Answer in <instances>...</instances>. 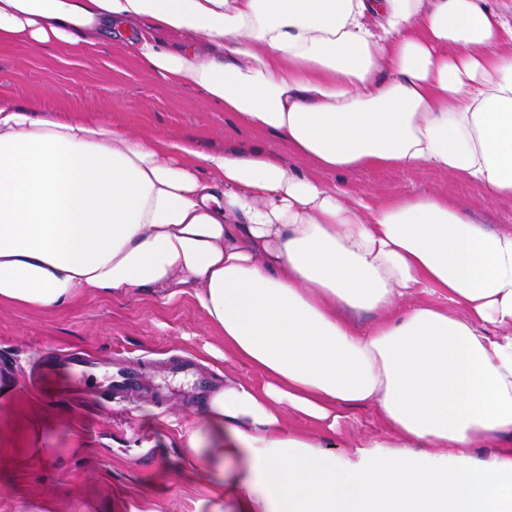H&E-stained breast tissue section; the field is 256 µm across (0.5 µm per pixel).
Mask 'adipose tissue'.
Masks as SVG:
<instances>
[{"label":"adipose tissue","instance_id":"obj_1","mask_svg":"<svg viewBox=\"0 0 512 512\" xmlns=\"http://www.w3.org/2000/svg\"><path fill=\"white\" fill-rule=\"evenodd\" d=\"M102 37L340 178L1 91L0 301L192 297L263 379H226L187 438L207 512H512V447L468 453L512 440V228L344 179L430 168L512 201V0H0L1 46ZM364 406L386 436L342 463L286 423ZM60 425L0 412V466L47 461Z\"/></svg>","mask_w":512,"mask_h":512}]
</instances>
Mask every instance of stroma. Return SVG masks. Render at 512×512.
Instances as JSON below:
<instances>
[{
  "mask_svg": "<svg viewBox=\"0 0 512 512\" xmlns=\"http://www.w3.org/2000/svg\"><path fill=\"white\" fill-rule=\"evenodd\" d=\"M0 88L23 103L102 118L138 132L191 135L221 149L253 142L254 134L224 112L204 109L195 91L172 89L147 71L129 49L102 41L93 53H67L54 46H0ZM360 191L429 193L442 190L468 203L491 226L512 225V204L474 185L430 170L361 171L346 174ZM221 338L189 295L163 299L135 288L125 296H84L50 312L0 303V380L15 387L13 410L38 406L63 425L52 436L53 460L22 472L0 469V512L54 500L58 512H205L208 487L187 482L186 441L199 426L203 403L188 401L183 380L170 382L171 398L116 400L47 397L34 388L32 368L47 348L84 349L101 357L149 359L158 363L193 355L210 373L214 389L228 376L259 382L246 365L213 358L208 346ZM372 409L345 412L339 426L337 460L379 435ZM86 452H76L77 441Z\"/></svg>",
  "mask_w": 512,
  "mask_h": 512,
  "instance_id": "stroma-1",
  "label": "stroma"
}]
</instances>
